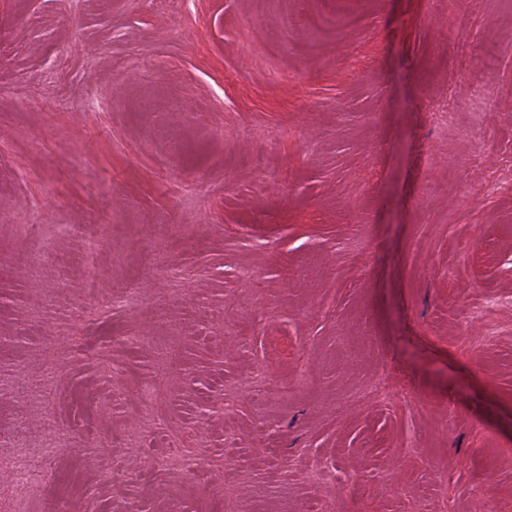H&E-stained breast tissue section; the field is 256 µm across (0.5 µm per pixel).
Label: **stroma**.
Here are the masks:
<instances>
[{"label": "stroma", "mask_w": 512, "mask_h": 512, "mask_svg": "<svg viewBox=\"0 0 512 512\" xmlns=\"http://www.w3.org/2000/svg\"><path fill=\"white\" fill-rule=\"evenodd\" d=\"M0 428L27 512H512V0H0Z\"/></svg>", "instance_id": "35a3bbf8"}]
</instances>
